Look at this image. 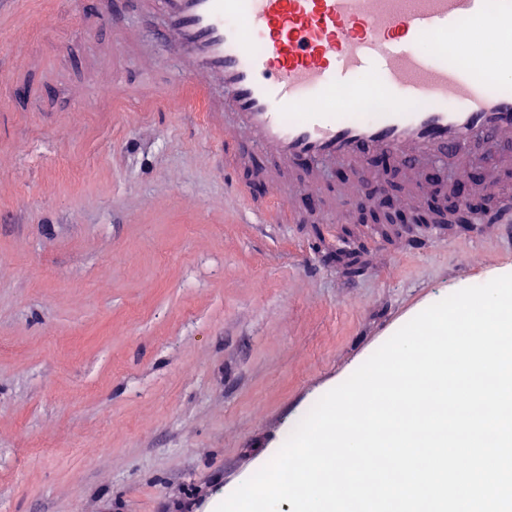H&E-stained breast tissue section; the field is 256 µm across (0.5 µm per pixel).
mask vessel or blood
<instances>
[{
    "label": "vessel or blood",
    "mask_w": 512,
    "mask_h": 512,
    "mask_svg": "<svg viewBox=\"0 0 512 512\" xmlns=\"http://www.w3.org/2000/svg\"><path fill=\"white\" fill-rule=\"evenodd\" d=\"M457 31L464 64L437 42ZM156 40L185 64L187 104L213 129L231 118L247 157L267 166L379 153L462 165L480 138L512 135V83L490 78L485 59L490 45L512 64V0H164ZM375 93L382 111L337 120ZM480 221L512 224V196Z\"/></svg>",
    "instance_id": "b4317fda"
}]
</instances>
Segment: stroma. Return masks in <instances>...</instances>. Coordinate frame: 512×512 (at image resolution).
I'll return each mask as SVG.
<instances>
[{"label": "stroma", "mask_w": 512, "mask_h": 512, "mask_svg": "<svg viewBox=\"0 0 512 512\" xmlns=\"http://www.w3.org/2000/svg\"><path fill=\"white\" fill-rule=\"evenodd\" d=\"M161 0L0 11V512H215L399 328L512 274V235L362 223L398 165L322 164L316 211L247 213L239 141L183 100ZM512 194V141L429 186ZM353 252L351 273L336 255Z\"/></svg>", "instance_id": "35a3bbf8"}]
</instances>
